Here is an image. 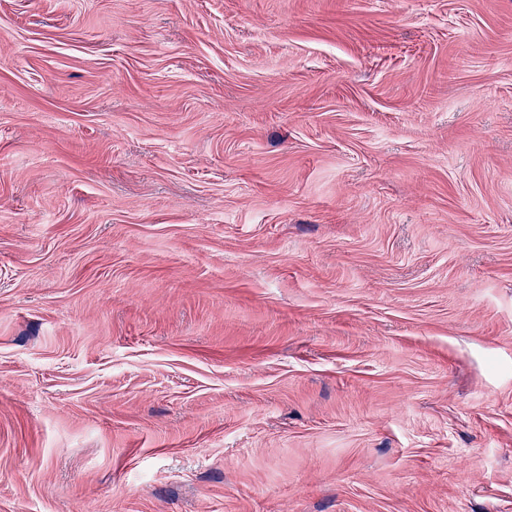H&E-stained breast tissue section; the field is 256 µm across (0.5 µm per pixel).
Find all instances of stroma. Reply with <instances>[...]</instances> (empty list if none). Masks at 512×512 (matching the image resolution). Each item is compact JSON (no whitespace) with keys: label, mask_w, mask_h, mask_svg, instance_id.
<instances>
[{"label":"stroma","mask_w":512,"mask_h":512,"mask_svg":"<svg viewBox=\"0 0 512 512\" xmlns=\"http://www.w3.org/2000/svg\"><path fill=\"white\" fill-rule=\"evenodd\" d=\"M0 512H512V0H0Z\"/></svg>","instance_id":"35a3bbf8"}]
</instances>
